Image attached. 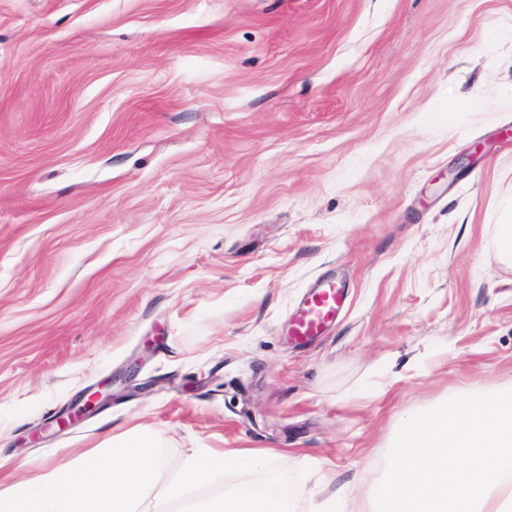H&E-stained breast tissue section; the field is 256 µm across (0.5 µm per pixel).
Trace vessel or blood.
Here are the masks:
<instances>
[{"mask_svg":"<svg viewBox=\"0 0 512 512\" xmlns=\"http://www.w3.org/2000/svg\"><path fill=\"white\" fill-rule=\"evenodd\" d=\"M346 298L347 291L341 282L323 279L303 297L288 326L289 341L303 346L316 340L339 317Z\"/></svg>","mask_w":512,"mask_h":512,"instance_id":"b4317fda","label":"vessel or blood"}]
</instances>
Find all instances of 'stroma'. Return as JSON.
Here are the masks:
<instances>
[{"label":"stroma","instance_id":"stroma-1","mask_svg":"<svg viewBox=\"0 0 512 512\" xmlns=\"http://www.w3.org/2000/svg\"><path fill=\"white\" fill-rule=\"evenodd\" d=\"M511 203L512 0H0V489L128 432L373 479L512 378ZM512 220L499 224L494 238V248L502 261H512ZM345 285L333 278L323 279L303 297L288 326V340L297 345L309 344L336 321L345 306Z\"/></svg>","mask_w":512,"mask_h":512}]
</instances>
